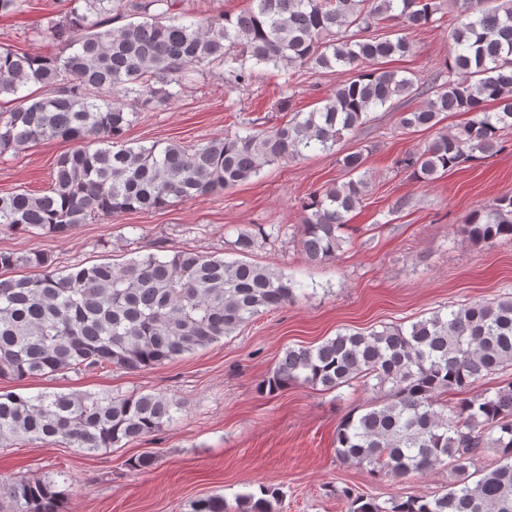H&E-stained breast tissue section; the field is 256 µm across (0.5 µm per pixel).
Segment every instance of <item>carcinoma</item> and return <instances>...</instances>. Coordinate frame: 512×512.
<instances>
[{
	"label": "carcinoma",
	"mask_w": 512,
	"mask_h": 512,
	"mask_svg": "<svg viewBox=\"0 0 512 512\" xmlns=\"http://www.w3.org/2000/svg\"><path fill=\"white\" fill-rule=\"evenodd\" d=\"M183 0H69L63 16L37 31L59 43L52 55L0 44V156L42 141H74L60 157L48 191L0 196V228L65 235L94 218L160 210L175 201L219 196L262 169L331 152L366 124L369 112L410 95L417 80L382 67L409 52L403 36L374 34L380 23L432 26L444 0H251L236 15L194 20ZM455 47L448 81L427 102L404 112L408 131L436 130L432 142L398 161L419 180L506 148L512 129V0H454ZM289 88L299 68L356 71L310 112L285 123L182 145L133 146L126 139L143 112L166 106L206 74L252 84L267 68ZM448 112L469 120L447 130ZM364 149L337 158L348 180L309 194L301 219L307 258L336 257L346 214L367 196ZM475 243L512 238V195L479 206L466 219ZM249 230L231 244L239 258L177 250L122 263L73 265L55 271L42 252H0L3 269L40 273L0 280V379L79 374L96 368L146 369L234 334L259 315L296 300V282L246 260ZM512 367V296L449 305L411 324L338 333L314 347H289L264 380L268 394L290 384L325 392L357 383L379 394L350 414L336 434L340 457L393 479L448 464L458 478L442 495L392 498L383 507L343 491L349 512H512V379L479 388ZM466 398L448 404L449 393ZM181 410L164 393L113 396L0 388V443H63L83 453L112 448L161 429ZM487 450L492 469H468ZM246 495L239 512H279L280 489ZM10 512H61L51 482L15 480ZM193 512H226L209 496Z\"/></svg>",
	"instance_id": "cac0c4a2"
}]
</instances>
